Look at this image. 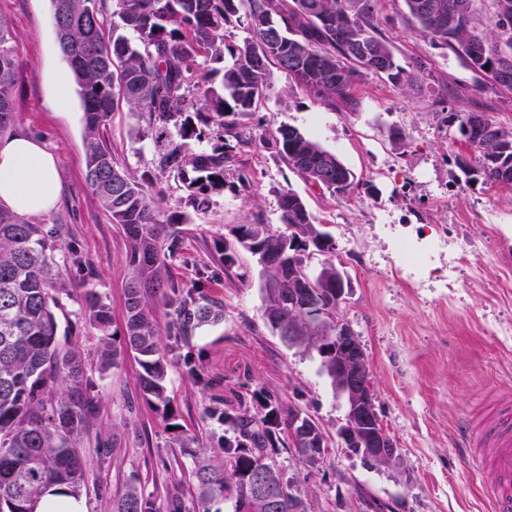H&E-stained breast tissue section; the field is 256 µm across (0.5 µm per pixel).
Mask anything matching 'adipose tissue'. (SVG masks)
I'll use <instances>...</instances> for the list:
<instances>
[{"label": "adipose tissue", "mask_w": 512, "mask_h": 512, "mask_svg": "<svg viewBox=\"0 0 512 512\" xmlns=\"http://www.w3.org/2000/svg\"><path fill=\"white\" fill-rule=\"evenodd\" d=\"M55 156L37 140L19 134L0 140V204L21 215H38L58 202Z\"/></svg>", "instance_id": "adipose-tissue-1"}]
</instances>
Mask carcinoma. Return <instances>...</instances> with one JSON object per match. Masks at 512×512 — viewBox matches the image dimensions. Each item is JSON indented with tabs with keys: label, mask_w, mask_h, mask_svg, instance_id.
<instances>
[{
	"label": "carcinoma",
	"mask_w": 512,
	"mask_h": 512,
	"mask_svg": "<svg viewBox=\"0 0 512 512\" xmlns=\"http://www.w3.org/2000/svg\"><path fill=\"white\" fill-rule=\"evenodd\" d=\"M112 30L136 33L138 43L123 35L106 36L104 0H51L54 20L68 24L65 57L80 87L86 142V179L112 223L121 226L129 244L125 287L124 329L118 344L104 338L100 365H116L118 350L137 359L142 398L151 406L168 407V355L157 322L158 290L164 287V260L178 248L168 237L144 183L120 167L102 140V129L117 107L124 105L145 123L157 148L155 162L183 173L187 166L208 187L224 184V168L233 162L235 147L249 139L230 115L249 114L263 105L266 75L275 66L327 109L355 112L357 84L372 73L396 87L421 82L425 66L399 65L386 39L378 35V0H115ZM484 29L476 25V0H404L418 31L442 49L462 56L467 67L497 87L512 92V12L502 14L500 0ZM240 22L250 33L243 43L224 40L225 26ZM229 53L218 92L208 75H196L195 62L220 61ZM18 60L7 19L0 16V135L10 130L14 108L10 88ZM203 93L204 109L195 108L191 89ZM448 123L468 126L469 154L455 157L470 167L475 159L488 183L512 187V128H504L483 111L451 113ZM206 127L224 130V145L211 150L191 147L203 142ZM235 141L236 145L229 144ZM268 144L289 169L330 194L350 192L357 185L353 171L335 154L299 129L281 125ZM282 223L312 235L314 247L329 254L335 239L313 222L304 200L288 190L280 198ZM243 248L257 257L262 280V318L272 335L288 348L317 349L305 317L288 306V294L310 299L328 317L321 335H332L336 317V281L348 274L328 260L312 269L307 247L291 246L288 235L268 224H241ZM56 246L42 224L0 207V512H34L38 500L55 489L79 495L84 471L77 451L91 412L83 397L85 364L81 353L59 335L54 308L61 305L57 285ZM90 320L105 331L111 310L94 291L86 292ZM165 303L175 307V330L215 323L209 305L178 294ZM302 340L290 344L288 330ZM264 415L246 411L224 413L233 436L224 439V463L216 465L193 452L196 512H210L219 500L229 512H306L296 509L300 493L296 478L268 463L282 425L278 402L263 398ZM264 470L267 494L256 490L255 476ZM113 512H158L141 487L132 484L114 504Z\"/></svg>",
	"instance_id": "obj_1"
}]
</instances>
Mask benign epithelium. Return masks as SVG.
<instances>
[{
    "label": "benign epithelium",
    "instance_id": "benign-epithelium-1",
    "mask_svg": "<svg viewBox=\"0 0 512 512\" xmlns=\"http://www.w3.org/2000/svg\"><path fill=\"white\" fill-rule=\"evenodd\" d=\"M318 340L336 343V351L328 350L324 354L336 371V392L344 398L347 406L345 421L336 429V437L345 447L356 449V455L369 468L399 465L397 445L379 417L368 358L358 336L338 315L333 335L320 336ZM288 421L295 447L307 456L322 460L327 435L317 422L300 413L290 414Z\"/></svg>",
    "mask_w": 512,
    "mask_h": 512
}]
</instances>
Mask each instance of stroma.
Here are the masks:
<instances>
[{"instance_id": "35a3bbf8", "label": "stroma", "mask_w": 512, "mask_h": 512, "mask_svg": "<svg viewBox=\"0 0 512 512\" xmlns=\"http://www.w3.org/2000/svg\"><path fill=\"white\" fill-rule=\"evenodd\" d=\"M378 7L397 62L407 68L424 62L427 77L419 87L366 74L357 86L359 111L333 112L274 68L264 105L236 118L256 138L283 124L297 127L354 172L358 186L351 193L334 196L311 186L260 145L237 154L223 187L210 191L208 209L198 212L187 203L195 172L159 169L143 123L124 107L111 113L106 144L127 173L150 174L159 218L179 239L168 260L169 286L221 315L193 330L171 356L169 405L158 409L139 395L142 369L132 356L99 370L103 335L84 315L90 289L111 307L110 332L121 334L129 247L86 180L79 88L55 39L51 0H0L19 61L12 131L39 140L58 160L60 201L34 221L56 232L66 289L60 328L87 365L92 410L78 442L86 512H112L133 482L158 512L174 494L193 506V459L182 438L221 460L219 412L262 416L259 393L277 399L282 411L312 417L328 435L315 468L304 466L287 436L270 456L298 477L307 512H371L373 501L402 502L408 512H492L485 489L493 475L464 470L456 434L464 417L483 411L491 389L512 392V189L456 167L464 147L445 118L482 107L510 128L512 93L477 78L420 34L404 0H380ZM395 130L402 139L392 138ZM242 173L252 180L246 194ZM287 190L334 237L336 259L353 280L343 317L368 357L378 413L399 448L400 467L366 468L338 442L346 404L321 372L319 356L285 347L265 327L260 268L248 251L239 250L235 267L224 266L233 227L281 228L279 199ZM404 241L422 252L419 268L401 263L397 245Z\"/></svg>"}]
</instances>
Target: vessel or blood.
<instances>
[{
    "label": "vessel or blood",
    "mask_w": 512,
    "mask_h": 512,
    "mask_svg": "<svg viewBox=\"0 0 512 512\" xmlns=\"http://www.w3.org/2000/svg\"><path fill=\"white\" fill-rule=\"evenodd\" d=\"M460 445L468 468L495 472L487 488L495 512H512V394L498 396L477 421H465Z\"/></svg>",
    "instance_id": "vessel-or-blood-1"
}]
</instances>
